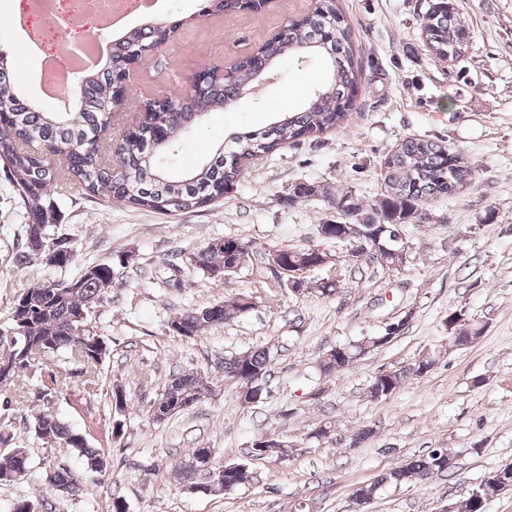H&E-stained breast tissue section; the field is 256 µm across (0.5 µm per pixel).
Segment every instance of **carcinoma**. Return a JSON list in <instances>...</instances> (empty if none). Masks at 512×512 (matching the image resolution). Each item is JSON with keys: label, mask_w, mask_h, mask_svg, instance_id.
<instances>
[{"label": "carcinoma", "mask_w": 512, "mask_h": 512, "mask_svg": "<svg viewBox=\"0 0 512 512\" xmlns=\"http://www.w3.org/2000/svg\"><path fill=\"white\" fill-rule=\"evenodd\" d=\"M422 35L433 55L454 60L468 50V28L455 11L452 0H436L422 17ZM174 29L146 21L128 30L113 46L112 56L94 69L80 72L79 84L69 109L48 112L40 103L25 95L23 76L13 60L0 61V167L6 170L21 200L28 224L25 250L17 256L21 266L29 264L28 244L37 236V225L55 219L60 212L52 186L71 189L107 201L155 211H183L202 207L224 197V184L239 180L248 163L262 154L272 153L289 141L322 133L343 125L355 106V94L362 76L355 61L352 29L340 11L338 0H318L311 15L303 22H290L272 39L265 41L252 59L235 63L234 85L214 84L197 96H184L174 90L170 98L176 111L154 112L151 123L120 138L117 161H108L110 148L94 139L104 110L115 102L114 79L133 52H142L153 44L170 40ZM300 52L304 64H313L319 72L300 107L282 118L248 132H236L223 144L214 147L198 160L184 161L181 145L185 136L205 124L209 114L222 112L237 103L240 89L249 87L267 73L287 53ZM66 153L71 164L62 168L57 156ZM384 188L378 200L365 203L351 192L336 193V202L352 224H364L371 231L379 224H397L401 231L425 215L423 206L436 198L449 197L473 180V170L463 155L450 146L425 139L409 138L398 144L384 158ZM322 239L342 242L347 229L342 224H321ZM386 244V235L370 236L340 261L344 269H362L372 262L359 260L360 250ZM248 246L237 238H216L193 254L190 263L211 277H224L235 265L238 255ZM278 256L286 282L267 286L264 306H279V289L288 287L302 294L313 290L329 296L337 293L340 280H327L315 286L297 270L316 269L328 258L324 249L273 248L268 256ZM114 270L108 264H91L73 278L48 280L22 290L13 299L11 333L15 343L10 352L9 376L0 375V387L23 380V377L57 360H70L81 366L80 373L92 376L108 354L106 340L90 327L91 310L103 300L112 282ZM255 305L244 295L230 305L192 308L177 314L169 322L173 335L193 339L206 329L222 325ZM448 324L457 331L455 342L462 344L476 338L478 329L454 314ZM379 336L338 345L321 356L318 367L324 375L339 374L357 358L384 347ZM273 360L269 348L248 349L226 355L217 361L224 378L239 389L251 386L255 378L267 376ZM436 364L435 354H428L414 364L382 371L373 377L367 391L373 400L387 397L410 376H421ZM212 388L194 373H177L164 384L156 402L168 405L163 418L185 411L202 399ZM26 428L47 442L63 443L85 460L87 469L103 474L107 458L89 442V433L77 430L53 413L46 411L24 418ZM446 448H435L409 458L403 465L365 485L363 495L371 499L386 485H410L433 475L450 471ZM247 469L235 473L224 470V463L212 456L209 448H194L187 462L176 464L184 487L201 483L222 486L251 484L254 471L250 461H283L286 455L277 448L251 447ZM31 471L26 449L15 446L0 455V481H13ZM45 478L51 490L70 499L88 494L85 484L67 465L47 463ZM499 492L512 491V465L488 472L483 479ZM485 491L475 487L465 500L462 512H484Z\"/></svg>", "instance_id": "obj_1"}]
</instances>
